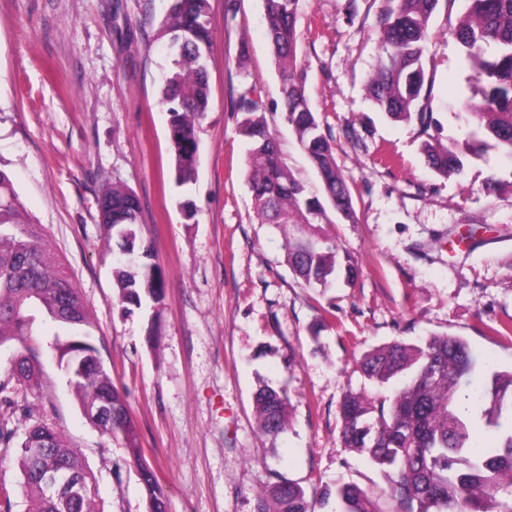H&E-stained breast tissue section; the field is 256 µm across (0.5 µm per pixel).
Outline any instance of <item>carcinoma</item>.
I'll return each instance as SVG.
<instances>
[{"instance_id": "1", "label": "carcinoma", "mask_w": 512, "mask_h": 512, "mask_svg": "<svg viewBox=\"0 0 512 512\" xmlns=\"http://www.w3.org/2000/svg\"><path fill=\"white\" fill-rule=\"evenodd\" d=\"M467 15L454 30L472 63L473 98L463 117L473 141L495 140L512 159V0H469ZM299 0H263L267 37L282 81L285 120L317 169L334 209L347 218L353 206L346 177L330 140L321 131L299 61L296 29ZM439 0H397L383 19L379 64L368 84L378 109L390 118H415L428 132L434 123L427 101L424 54L430 19ZM172 51L162 100L170 115L175 182L196 177L197 124L207 111L210 85L206 58L212 48L210 0H173L160 27ZM239 131L248 144L247 180L260 224L281 229L287 262L307 285L323 288L342 277L353 282L350 257L339 259L336 238L305 231L326 220V209L306 193L283 162L270 133L256 86L235 99ZM429 167L441 176L460 174L461 158L446 146L423 144ZM100 224L112 240L117 266L116 302L126 313L164 300V285L143 233L139 201L132 190L112 186L98 201ZM48 321L67 339H55L57 366L86 418L103 433L122 439L126 464L134 467L147 494L149 512H168L162 486L148 466L126 394L112 380L90 341L91 319L79 289L50 257L40 226L24 210L10 176L0 170V346L16 345L6 378L0 380V447L14 449L29 512H100L96 477L82 454L65 444L44 421L22 442L10 428L20 404L12 382L41 385L45 345L35 323ZM358 369L373 391L348 392L340 406L341 443L364 455L389 483L397 504L391 512H512V369L486 371L460 336L431 335L417 343L393 341L363 355ZM289 399L281 388L260 386L254 395L259 427L275 439L288 426ZM480 420L493 444L478 446L471 426ZM59 470L80 479V489L51 495L43 473ZM319 496L336 502V512H385L355 482L339 480ZM257 512H310L306 489L286 479L263 492Z\"/></svg>"}]
</instances>
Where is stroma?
<instances>
[{
  "label": "stroma",
  "mask_w": 512,
  "mask_h": 512,
  "mask_svg": "<svg viewBox=\"0 0 512 512\" xmlns=\"http://www.w3.org/2000/svg\"><path fill=\"white\" fill-rule=\"evenodd\" d=\"M171 0H0V170L40 224L53 260L80 290L92 342L124 387L146 462L168 512H256L276 477L305 487L352 480L386 506L381 471L342 448L339 404L366 384L363 354L432 334L465 338L491 368H512V163L466 151L457 115L475 79L452 35L468 0H440L425 58L429 106L462 175L427 165L416 120L370 99L380 26L395 0H299L307 94L346 176L353 219L328 211L357 269L353 283L307 286L285 260L280 230L254 219L246 144L233 101L254 85L282 156L308 195L321 180L284 119L262 0H211L210 102L197 127L195 181L173 182L161 84L170 66L160 25ZM245 65H238L239 55ZM500 182L484 188L488 174ZM136 194L165 282L158 310L113 304L112 248L99 223L103 186ZM191 200L194 217L182 203ZM333 324L318 329L324 308ZM43 388L21 391L23 439L45 420L93 470L101 512H148L121 441L91 425L53 357ZM286 390L287 429L269 440L253 409L263 384Z\"/></svg>",
  "instance_id": "35a3bbf8"
}]
</instances>
